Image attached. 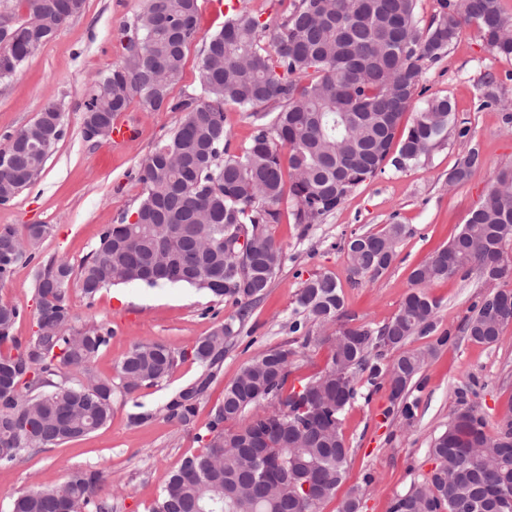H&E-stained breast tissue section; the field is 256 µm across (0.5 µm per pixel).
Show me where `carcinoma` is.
<instances>
[{
	"label": "carcinoma",
	"instance_id": "carcinoma-1",
	"mask_svg": "<svg viewBox=\"0 0 512 512\" xmlns=\"http://www.w3.org/2000/svg\"><path fill=\"white\" fill-rule=\"evenodd\" d=\"M12 13L16 71L84 0H16ZM439 12L426 25L417 0H293L275 26L242 8L211 35L199 63V91L171 96L184 68L185 49L199 32L198 0H146L136 21L123 28V62L98 80L85 103L113 124L139 100L149 111L184 113V120L141 163L145 198L135 210L102 229L92 250L73 266L54 257L36 265V330L15 335L23 310L0 302V467L80 439L111 419L113 400L167 378L180 360L192 358L199 376L160 408L165 419L188 425L224 359V341L235 335L253 299L265 294L281 270L283 253L268 232L280 223L282 204L292 203L296 224H314L341 206L359 185L385 171L404 170L448 138L457 120L449 99L434 97L402 124L427 61L439 60L466 25H476L489 48L512 55V18L501 0H438ZM251 110L248 144L230 148L224 110ZM276 112L267 123V109ZM44 140L31 124L3 148L0 202L13 199L40 174L63 135ZM481 164L468 150L448 173V184L467 180ZM50 234L47 224L19 229L0 225V284L16 268L36 259ZM243 243H238L239 237ZM406 236L403 224L353 235L347 242L349 279L357 284L387 271ZM512 167L494 175L482 204L461 231L410 275L413 288L398 313L376 331L354 324L335 276L321 273L297 294L306 320L324 331L330 345L325 368L301 389L284 393L290 373L287 349H272L245 365L224 389L206 431L197 436L205 452L185 458L162 487L149 512H319L304 497L306 475H320L317 501L331 499L345 474L349 448L342 434L346 407L356 398V381L374 389L406 393L434 348L407 350L414 336L437 327L439 303L425 291L450 276L475 273L488 285L512 274ZM149 287L188 285L232 301L237 316L220 323L190 349L139 342L125 354L116 377L94 367L112 340L103 323L77 327L69 302L75 285L93 304L115 284ZM473 306L461 332L475 343L500 340L512 323V303L499 307V320ZM397 355L384 362L385 353ZM455 421L436 437L430 454L438 471L423 483L431 512H458L489 489L512 497V419L499 426L498 447H483L486 423L458 391ZM239 422L235 431L224 423ZM102 476L78 470L63 485L37 487L18 495L11 512H112L100 496Z\"/></svg>",
	"mask_w": 512,
	"mask_h": 512
}]
</instances>
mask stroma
I'll return each instance as SVG.
<instances>
[{
	"label": "stroma",
	"mask_w": 512,
	"mask_h": 512,
	"mask_svg": "<svg viewBox=\"0 0 512 512\" xmlns=\"http://www.w3.org/2000/svg\"><path fill=\"white\" fill-rule=\"evenodd\" d=\"M293 0H199V33L185 51V63L174 95L197 89L198 65L206 39L222 29L225 19L240 6L267 20L282 17ZM143 0H85L82 10L12 77L0 79V148L9 135L31 124L48 103L61 112L64 136L48 157L36 180L9 204L0 205V225L46 224L51 234L41 246L42 257L79 264L96 244L104 227L132 213L143 198L138 180L141 161L158 141L182 123L183 113L150 112L132 103L126 118L137 135L120 149L108 140H86L83 113L93 84L120 64V30L133 24ZM422 94L412 106L445 97L455 107L467 136L449 128L447 140L412 168L384 173L355 189L332 213L314 224L294 223L284 214L269 232L281 246L284 262L267 293L237 324V333L224 344V360L217 377L201 400L192 424L183 426L160 417L159 408L201 371L193 359L178 363L158 384L130 396H116L112 419L85 439L66 443L0 468V512H11L13 499L36 486H59L77 470L102 472V493L112 499L114 512H148L160 489L185 457L202 453L196 435L205 430L224 388L240 369L267 350H291L289 386H300L318 374L330 355L326 344L305 345L303 332H292L302 320L296 296L304 283L323 272L332 273L342 287L349 314L357 323L379 328L399 310L410 287L412 269L460 231L482 202L498 169L512 166V123L504 119L503 102L512 100V57L492 52L482 33L464 28L441 59L423 68ZM497 102L486 106L483 94ZM478 145L483 163L470 178L449 185L448 173L470 145ZM405 225L397 258L382 276L351 283L346 243L352 233L375 232L388 224ZM34 265L18 266L12 280L0 287V300L18 305L24 313L16 324L18 336L35 329ZM131 296L122 304L102 289L87 302L79 288L69 301L75 325L104 323L112 340L98 356L96 371L114 375L130 347L157 341L171 350L189 349L219 322L236 312L235 306L205 290L189 286L126 287ZM487 288L477 279L453 276L433 283L428 293L439 303L436 335L416 336L409 348L434 346L406 397L411 415L389 412L386 389L371 390L358 382V395L346 409L342 433L350 449L345 478L320 512H338L341 501L358 494L360 512H391L395 499L423 483L435 461L432 441L448 426L457 410V392L467 389L488 428H496L512 414V324L500 342L484 346L460 331L465 318ZM448 335L437 345V335ZM154 412L152 421L136 424L132 414Z\"/></svg>",
	"instance_id": "35a3bbf8"
}]
</instances>
